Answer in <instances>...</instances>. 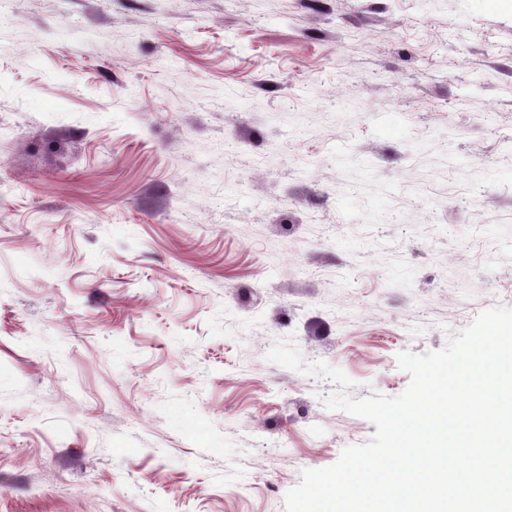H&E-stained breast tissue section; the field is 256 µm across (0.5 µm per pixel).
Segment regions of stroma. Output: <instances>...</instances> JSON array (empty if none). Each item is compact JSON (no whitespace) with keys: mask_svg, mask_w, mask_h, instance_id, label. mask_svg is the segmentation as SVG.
Instances as JSON below:
<instances>
[{"mask_svg":"<svg viewBox=\"0 0 512 512\" xmlns=\"http://www.w3.org/2000/svg\"><path fill=\"white\" fill-rule=\"evenodd\" d=\"M495 305L512 4L0 0V512H284L376 427L276 343L395 397Z\"/></svg>","mask_w":512,"mask_h":512,"instance_id":"obj_1","label":"stroma"}]
</instances>
